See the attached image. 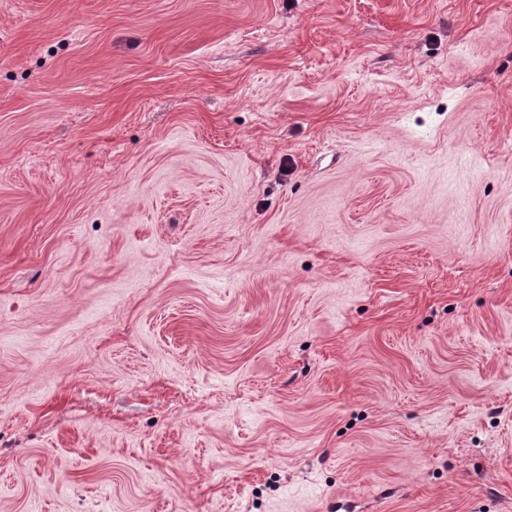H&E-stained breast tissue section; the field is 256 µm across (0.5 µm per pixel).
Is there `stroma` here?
I'll return each instance as SVG.
<instances>
[{
    "label": "stroma",
    "mask_w": 512,
    "mask_h": 512,
    "mask_svg": "<svg viewBox=\"0 0 512 512\" xmlns=\"http://www.w3.org/2000/svg\"><path fill=\"white\" fill-rule=\"evenodd\" d=\"M0 512H512V0H0Z\"/></svg>",
    "instance_id": "1"
}]
</instances>
